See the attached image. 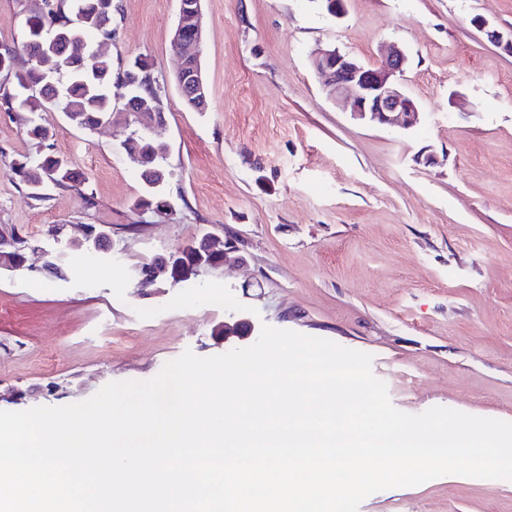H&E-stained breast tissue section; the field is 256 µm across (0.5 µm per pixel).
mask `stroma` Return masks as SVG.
<instances>
[{
  "label": "stroma",
  "mask_w": 512,
  "mask_h": 512,
  "mask_svg": "<svg viewBox=\"0 0 512 512\" xmlns=\"http://www.w3.org/2000/svg\"><path fill=\"white\" fill-rule=\"evenodd\" d=\"M114 62L140 56L165 82L174 209L138 233V173L121 149L115 99L93 132L39 115L53 152L92 184L28 198L10 172L29 148L0 112V225L42 241L55 224H108L112 255L74 259L65 279L0 274V410L84 401L110 382L153 378L169 361L252 345L263 327L372 355L400 411L435 406L512 422V53L481 23L512 28V0H202L204 111L175 84L178 0H120ZM422 114L409 129L354 119L311 65L320 46L381 64ZM433 164H425L426 155ZM237 261L191 288L142 290L138 266L202 232ZM245 321L220 338L218 323ZM359 512H512V481L446 475L368 496Z\"/></svg>",
  "instance_id": "1"
}]
</instances>
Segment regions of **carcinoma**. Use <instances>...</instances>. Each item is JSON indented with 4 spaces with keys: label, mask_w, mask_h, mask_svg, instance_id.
<instances>
[{
    "label": "carcinoma",
    "mask_w": 512,
    "mask_h": 512,
    "mask_svg": "<svg viewBox=\"0 0 512 512\" xmlns=\"http://www.w3.org/2000/svg\"><path fill=\"white\" fill-rule=\"evenodd\" d=\"M24 12L26 40L17 47L14 60L4 67L11 87L0 90V110L19 116L32 151L16 155L11 173L36 201L49 199L45 193L48 188L76 190L86 207L92 208L96 204L93 190L67 159L50 150L46 144L49 134L39 133L34 126L36 115L54 106L75 127L92 132L111 118L114 90L126 97L123 89L130 69L139 67L143 77L135 112L152 103L160 80L153 64L142 58L116 66L112 55L105 53L99 56L96 68L82 64L100 44L116 40L121 8L115 0H39ZM124 152L143 182V191L133 201L132 209L142 215L162 213L164 188L173 176L167 164L168 145L139 133ZM75 256L96 259L98 250L91 242H73L61 257H51L45 270L63 280L65 268ZM197 277L191 257L184 256L174 283L190 287Z\"/></svg>",
    "instance_id": "1"
}]
</instances>
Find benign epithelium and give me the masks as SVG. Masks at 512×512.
Instances as JSON below:
<instances>
[{
  "mask_svg": "<svg viewBox=\"0 0 512 512\" xmlns=\"http://www.w3.org/2000/svg\"><path fill=\"white\" fill-rule=\"evenodd\" d=\"M172 46L180 59L187 53H201L200 10L187 11L185 17L178 20ZM404 63V52L396 46L390 49L385 65L381 67L364 65L336 48H319L312 54V65L323 87L329 95L345 104L351 116L369 123L409 129L418 123L421 109L396 82V74L402 71ZM128 116V126L132 129L151 134L163 127L155 112L138 118L130 112ZM75 239L77 236L69 235L68 226L64 224L50 228L49 250L36 243L21 244L5 234L0 237V250L9 256L10 262L3 268L11 273L33 268L35 258L50 256ZM165 270L166 265L154 262L145 268L141 281L156 288L158 278Z\"/></svg>",
  "mask_w": 512,
  "mask_h": 512,
  "instance_id": "obj_1",
  "label": "benign epithelium"
}]
</instances>
